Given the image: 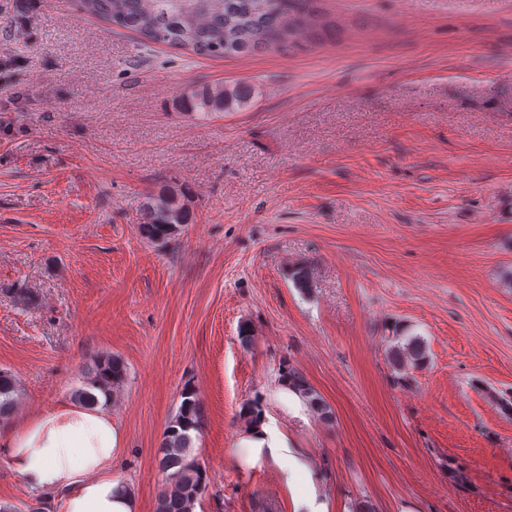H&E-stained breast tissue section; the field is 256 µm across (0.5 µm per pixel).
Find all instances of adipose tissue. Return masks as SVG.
Listing matches in <instances>:
<instances>
[{
    "label": "adipose tissue",
    "instance_id": "adipose-tissue-1",
    "mask_svg": "<svg viewBox=\"0 0 512 512\" xmlns=\"http://www.w3.org/2000/svg\"><path fill=\"white\" fill-rule=\"evenodd\" d=\"M118 442L107 408L69 401L0 430L14 472L29 490L57 495L60 512H134L132 496L119 493L112 475ZM263 453L277 460L285 449L260 420L226 457L246 464Z\"/></svg>",
    "mask_w": 512,
    "mask_h": 512
}]
</instances>
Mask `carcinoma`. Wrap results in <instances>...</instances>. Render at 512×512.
Instances as JSON below:
<instances>
[{
	"label": "carcinoma",
	"instance_id": "obj_1",
	"mask_svg": "<svg viewBox=\"0 0 512 512\" xmlns=\"http://www.w3.org/2000/svg\"><path fill=\"white\" fill-rule=\"evenodd\" d=\"M321 0H76L77 8L100 18L113 29L138 35L141 46L154 44L190 51L210 58H240L262 50H285L302 41L319 42L337 31V25L320 21ZM253 87L244 82L231 86L215 84L192 91L186 111L232 112L247 107ZM145 222L140 235L164 245L180 235L189 214L172 195H160L145 203ZM426 358L422 342L411 337L394 345L389 359L398 373L419 365ZM127 367L112 354L94 358L82 370V386L74 400L85 406L99 404L97 393L113 401L125 382ZM281 384H290L305 406L324 420L334 413L304 374L285 364ZM21 396L17 378L0 369V423L15 412ZM204 420V407L195 388L185 386L176 413L165 428L158 449V467L166 475L155 512H194L206 489L204 465L194 454V440Z\"/></svg>",
	"mask_w": 512,
	"mask_h": 512
}]
</instances>
